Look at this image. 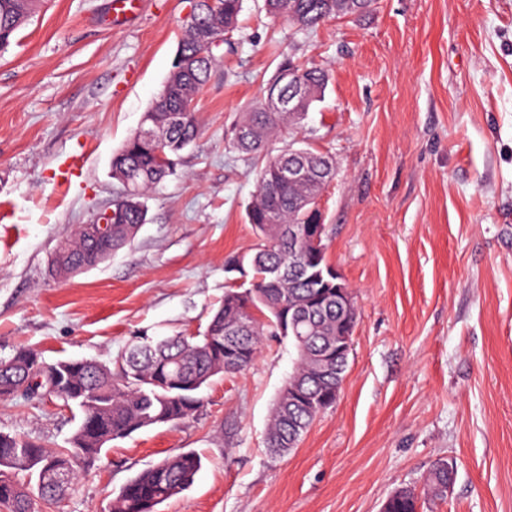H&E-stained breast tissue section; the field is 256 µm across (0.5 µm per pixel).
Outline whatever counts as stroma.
Instances as JSON below:
<instances>
[{"instance_id":"obj_1","label":"stroma","mask_w":512,"mask_h":512,"mask_svg":"<svg viewBox=\"0 0 512 512\" xmlns=\"http://www.w3.org/2000/svg\"><path fill=\"white\" fill-rule=\"evenodd\" d=\"M189 6L145 0L115 25L111 0H45L0 52V355L108 363L139 333L205 328L226 259L257 242L258 165L224 130L289 58L329 75L281 139L336 162L319 207L355 291L353 352L336 403L287 454L265 434L295 355L270 337L195 416L114 441L56 512H107L131 477L189 450L203 457L192 487L157 512H383L441 459L453 486L419 512H512V0H377L310 32L244 0L200 136L144 197L134 240L56 279L60 244L122 191L112 157L166 81ZM76 426L55 398L0 402V431L49 448Z\"/></svg>"}]
</instances>
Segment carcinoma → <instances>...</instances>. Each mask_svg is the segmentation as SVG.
Segmentation results:
<instances>
[{
	"instance_id": "obj_1",
	"label": "carcinoma",
	"mask_w": 512,
	"mask_h": 512,
	"mask_svg": "<svg viewBox=\"0 0 512 512\" xmlns=\"http://www.w3.org/2000/svg\"><path fill=\"white\" fill-rule=\"evenodd\" d=\"M375 0H264L266 12L286 20L298 32L345 17L362 16ZM39 0H0V48L30 20ZM243 0H197L194 18L186 21L172 71L143 114L140 127L112 157V178L123 194L112 205V250L133 239L146 213L143 192L173 174L181 152L199 135L195 102L207 85L215 52L231 44ZM299 73L300 86L288 88V68ZM328 77L317 67L284 62L263 100L226 131L227 145L261 160L256 190L247 211L258 242L249 253L228 258V270L239 263L249 278L251 303L228 288L204 331L194 337L141 336L112 365L95 359L46 362L36 350L19 346L0 357V400L54 396L78 411L79 424L67 448H45L29 438L0 432V512H43L65 499L70 486L49 475L77 478L113 441L195 415L203 405L202 390L215 379L251 366L267 336L304 338L288 388L309 397L302 405L279 391L266 436L270 454L280 455L298 445L315 415L336 403L348 362L322 365L321 355L336 345L342 319L336 306L335 278L326 277V252L309 254L302 240L304 226L323 223L322 213L308 202L321 196L332 181L331 155L300 141L296 153L271 149L282 129L300 126L324 96ZM300 96L302 111H280L271 99ZM295 165L304 178L289 181L282 170ZM255 306L265 318H250ZM202 466L200 455L180 452L129 479L112 499L109 512H156V507L189 489ZM450 481L448 461L429 471L422 493L409 487L394 491L384 512H418L419 496L443 500Z\"/></svg>"
}]
</instances>
